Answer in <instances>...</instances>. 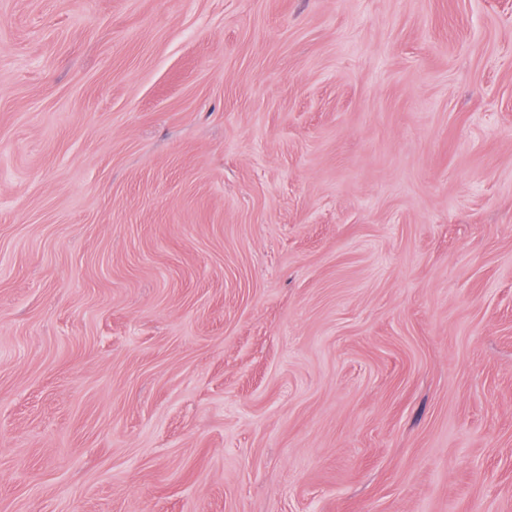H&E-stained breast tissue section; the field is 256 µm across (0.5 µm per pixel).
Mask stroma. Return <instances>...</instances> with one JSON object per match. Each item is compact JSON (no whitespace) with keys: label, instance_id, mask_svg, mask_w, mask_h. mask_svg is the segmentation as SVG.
<instances>
[{"label":"stroma","instance_id":"35a3bbf8","mask_svg":"<svg viewBox=\"0 0 512 512\" xmlns=\"http://www.w3.org/2000/svg\"><path fill=\"white\" fill-rule=\"evenodd\" d=\"M0 512H512V0H0Z\"/></svg>","mask_w":512,"mask_h":512}]
</instances>
